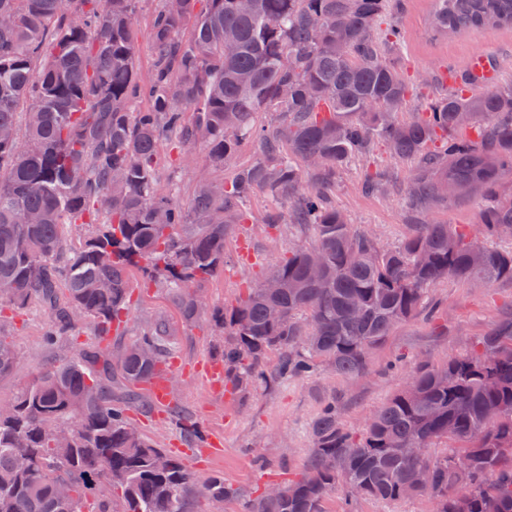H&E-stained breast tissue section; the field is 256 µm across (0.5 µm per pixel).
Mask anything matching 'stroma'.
Segmentation results:
<instances>
[{
  "label": "stroma",
  "instance_id": "35a3bbf8",
  "mask_svg": "<svg viewBox=\"0 0 512 512\" xmlns=\"http://www.w3.org/2000/svg\"><path fill=\"white\" fill-rule=\"evenodd\" d=\"M163 4L164 0H138L136 4L137 67L144 81L151 76L155 58L151 22ZM429 10L428 0H404V40L398 49L402 70L408 76L431 74L438 81L403 106L397 114L401 121L410 120L434 98L449 65L464 64L473 53H483L495 61L499 80L512 79V30L471 31L450 40L432 41L426 35ZM416 168V162L375 146L369 156L340 172L333 202L358 232L373 236L381 248H393L412 236L422 219L408 208L403 194ZM205 169L216 178L233 175L229 167L210 169L200 145L164 142L157 187L180 204L190 205L196 177ZM375 171L383 173L390 185L382 192H365V175ZM486 204L485 196L473 194L428 210L426 216L474 230ZM274 206L261 194L248 201L246 220L224 242L223 270L197 290L209 311L193 324H185L167 289L137 272L131 277L127 326L122 334L103 341L98 340L94 323L86 320L79 323L74 335L51 343L46 339L50 319L43 307L32 303L21 310L1 309L0 331L15 347L20 363L13 376L0 380V402L10 400L20 385L44 368L71 360L88 347L120 350L138 339L154 318L164 317L173 334L168 369L172 403L168 411H154L148 388L143 385L129 417L155 447L181 458L199 477L223 476L234 490L233 498L220 503L199 501L193 512H244L248 501L269 486H287L308 463L311 426L327 402H337L346 429L358 430L372 411L405 387L421 364L438 366L470 354L482 336L512 316V281L502 280L477 290L448 278L429 290L424 311L392 328L373 351L362 375L344 377L322 364L306 376L245 394L226 381L214 386L204 369L218 363L224 331L212 321L210 310L236 305L265 279L271 265L286 258L293 247L309 245L313 240L311 231L291 224L274 229L264 224L265 212ZM275 207L283 213L288 210L284 201ZM191 426L207 436L222 434V455H202L199 443L187 432Z\"/></svg>",
  "mask_w": 512,
  "mask_h": 512
}]
</instances>
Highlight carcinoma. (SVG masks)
<instances>
[{
	"mask_svg": "<svg viewBox=\"0 0 512 512\" xmlns=\"http://www.w3.org/2000/svg\"><path fill=\"white\" fill-rule=\"evenodd\" d=\"M136 0H0V282L3 302L41 304L50 335L79 320L103 335L125 323L130 277L162 280L186 323L205 308L197 288L224 266V240L257 192L289 203L288 223L310 226L314 243L288 252L270 274L279 288L252 289L214 315L224 324L227 380L247 392L330 365L364 373L368 350L416 316L436 282L489 287L512 281V81L481 95L457 86L412 121L393 120L418 87L396 45L402 0H181L152 19L156 49L148 82L137 77ZM512 30V0H431L433 40L472 30ZM272 115L256 125V115ZM177 134L204 146L210 166L256 141L260 158L231 180L195 182L185 208L157 189L159 144ZM377 144L418 168L411 204L471 194L492 201L479 231L427 221L392 249L354 230L328 201L336 173ZM92 231L71 246L66 229ZM105 282L109 288L95 287ZM79 313L81 319L74 318ZM170 326L156 318L124 360L98 349L51 366L18 389L0 418V512H188L190 500L231 498L224 478L200 480L177 457L129 434L112 396L128 398L166 371ZM145 347L150 357L139 349ZM19 357L0 334V378ZM72 427L63 446L51 430ZM310 460L280 497L264 493L245 512H326L329 492L396 502L425 494L433 512H512V317L472 353L421 366L408 386L357 432L334 404L311 427ZM437 440L457 446L430 453ZM405 448H420L407 456ZM66 483L71 499H57Z\"/></svg>",
	"mask_w": 512,
	"mask_h": 512,
	"instance_id": "obj_1",
	"label": "carcinoma"
}]
</instances>
